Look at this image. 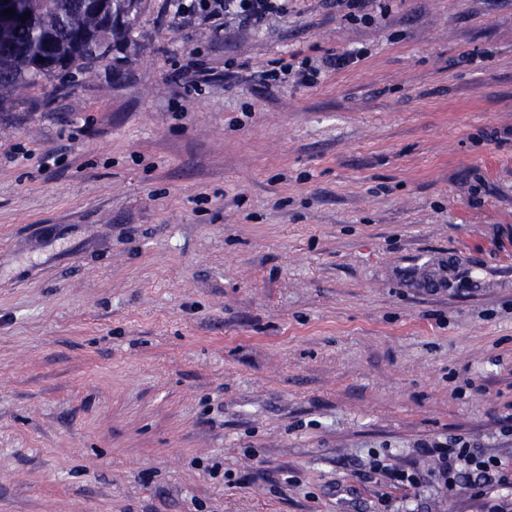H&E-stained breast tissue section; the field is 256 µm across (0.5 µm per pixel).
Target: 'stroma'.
Segmentation results:
<instances>
[{
  "instance_id": "35a3bbf8",
  "label": "stroma",
  "mask_w": 512,
  "mask_h": 512,
  "mask_svg": "<svg viewBox=\"0 0 512 512\" xmlns=\"http://www.w3.org/2000/svg\"><path fill=\"white\" fill-rule=\"evenodd\" d=\"M422 442L512 464V0L217 36L142 0L0 94V512L512 504L443 493ZM365 55L363 49L350 52L329 53L318 59L306 58L298 65L288 62L278 68L250 75V79L264 85L267 89L271 86L288 81L296 86L313 87L318 84L322 75L339 71L358 62Z\"/></svg>"
}]
</instances>
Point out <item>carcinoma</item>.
<instances>
[{
  "instance_id": "1",
  "label": "carcinoma",
  "mask_w": 512,
  "mask_h": 512,
  "mask_svg": "<svg viewBox=\"0 0 512 512\" xmlns=\"http://www.w3.org/2000/svg\"><path fill=\"white\" fill-rule=\"evenodd\" d=\"M140 0H0V91L20 92L76 60L104 57ZM11 8L14 13L5 16ZM44 61H38V58Z\"/></svg>"
}]
</instances>
